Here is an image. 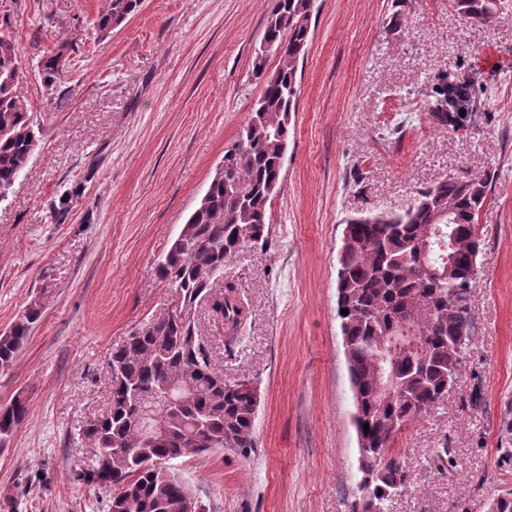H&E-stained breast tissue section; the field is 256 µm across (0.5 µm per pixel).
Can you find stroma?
I'll list each match as a JSON object with an SVG mask.
<instances>
[{
    "label": "stroma",
    "mask_w": 512,
    "mask_h": 512,
    "mask_svg": "<svg viewBox=\"0 0 512 512\" xmlns=\"http://www.w3.org/2000/svg\"><path fill=\"white\" fill-rule=\"evenodd\" d=\"M319 4L268 242L224 267L248 312L233 351L209 303L196 311L225 378L258 386L253 445L177 469L209 512H351L358 442L336 318L343 222L487 175L467 369L396 439L407 483L389 512H488L512 490V9L476 23L454 0ZM101 7L0 0V32L17 46L21 91L43 128L0 201V330L32 297L44 303L0 373V405L21 393L30 407L0 449V512H105L104 491L71 480L91 459L78 430L107 407L113 349L176 305L155 266L264 89L252 62L272 0H143L104 38ZM65 38L70 65L46 89L38 60ZM442 72L493 92L457 131L435 125L418 95Z\"/></svg>",
    "instance_id": "obj_1"
}]
</instances>
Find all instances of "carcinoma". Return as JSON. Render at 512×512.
<instances>
[{
	"label": "carcinoma",
	"mask_w": 512,
	"mask_h": 512,
	"mask_svg": "<svg viewBox=\"0 0 512 512\" xmlns=\"http://www.w3.org/2000/svg\"><path fill=\"white\" fill-rule=\"evenodd\" d=\"M317 0H274L263 40L281 48L238 140L224 152L197 208L156 266L180 306L132 331L112 351L106 411L86 420L80 437L93 449L75 482L112 490L106 512H196L199 499L173 461L218 448H250L258 397L249 380L228 382L200 334L195 310L211 302L214 327L231 350L246 308L224 264L267 243L270 207L282 184L284 147L297 106L298 62L310 40ZM512 0H455L472 22H488ZM142 0H105L97 19L108 36L138 13ZM69 43L47 51L39 73L51 89L67 69ZM24 77L12 38L0 33V199L27 168L43 134L18 87ZM434 123L458 129L485 107L469 79L441 74L419 91ZM465 116H460V111ZM491 180H448L418 193L398 212L363 213L345 221L337 256L336 318L340 322L354 406L363 435L358 465L364 487L352 512H387L407 475L393 454L395 438L424 418L458 382L473 331L469 297L481 253L479 216ZM348 314H341V310ZM30 300L0 333V372L10 370L42 319ZM29 414L27 397L0 405V448Z\"/></svg>",
	"instance_id": "1"
}]
</instances>
